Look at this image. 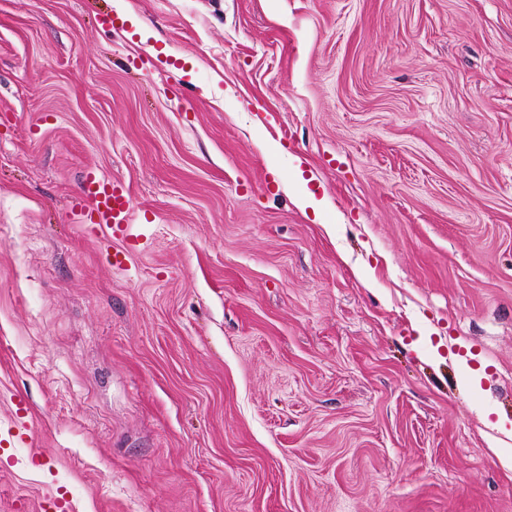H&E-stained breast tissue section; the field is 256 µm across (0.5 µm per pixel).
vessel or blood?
Segmentation results:
<instances>
[{
	"mask_svg": "<svg viewBox=\"0 0 512 512\" xmlns=\"http://www.w3.org/2000/svg\"><path fill=\"white\" fill-rule=\"evenodd\" d=\"M84 193L89 207L83 215L87 224H102L118 234H128L131 202L123 185L115 180H102L86 176Z\"/></svg>",
	"mask_w": 512,
	"mask_h": 512,
	"instance_id": "1",
	"label": "vessel or blood"
}]
</instances>
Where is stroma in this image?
Segmentation results:
<instances>
[{
  "label": "stroma",
  "instance_id": "stroma-1",
  "mask_svg": "<svg viewBox=\"0 0 512 512\" xmlns=\"http://www.w3.org/2000/svg\"><path fill=\"white\" fill-rule=\"evenodd\" d=\"M17 416L0 512H512V0H0ZM89 207L83 214L85 224H103L114 233L123 234L130 241L129 233L131 202L128 192L116 180L97 179L87 175L83 182Z\"/></svg>",
  "mask_w": 512,
  "mask_h": 512
}]
</instances>
